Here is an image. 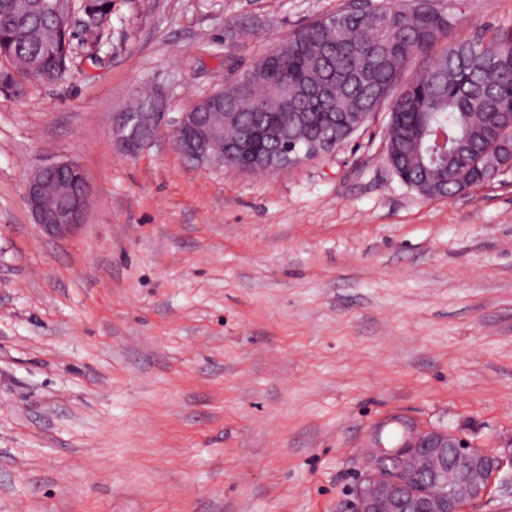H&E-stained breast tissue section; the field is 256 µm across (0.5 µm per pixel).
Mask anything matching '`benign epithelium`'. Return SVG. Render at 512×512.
Masks as SVG:
<instances>
[{
	"mask_svg": "<svg viewBox=\"0 0 512 512\" xmlns=\"http://www.w3.org/2000/svg\"><path fill=\"white\" fill-rule=\"evenodd\" d=\"M165 104L152 99L147 112H116L113 140L122 153L133 157L153 142L162 131ZM172 130L182 135L174 149L186 160L209 167L224 166V158L209 151V146L224 138V129L203 125L197 112H182L172 120ZM334 135L311 140L306 153L319 156L332 149ZM245 168L272 173L296 165L289 151L277 154L254 151L244 160ZM54 196L56 205L46 204ZM90 189L81 167L63 160L36 169L24 186V201L35 223L53 233L66 232L81 224L89 205ZM370 465L375 473L357 489L356 512H419L416 487L401 473L413 475L421 487L440 488L442 492L427 501L426 512H464L465 507L482 500L490 482L502 466L495 453L473 448L459 435L437 429L404 428L396 452L373 453Z\"/></svg>",
	"mask_w": 512,
	"mask_h": 512,
	"instance_id": "obj_1",
	"label": "benign epithelium"
}]
</instances>
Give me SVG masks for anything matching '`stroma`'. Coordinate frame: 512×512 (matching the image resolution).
<instances>
[{"label":"stroma","instance_id":"stroma-1","mask_svg":"<svg viewBox=\"0 0 512 512\" xmlns=\"http://www.w3.org/2000/svg\"><path fill=\"white\" fill-rule=\"evenodd\" d=\"M349 3L112 0L98 61L0 90V512H352L400 417L500 455L466 512H512V170L422 196L383 109L274 174L112 140L142 86L177 118ZM435 3L449 40L512 33V0ZM63 159L91 205L53 236L24 184ZM232 27L230 28L229 34H227L226 37V43L229 49L238 47L239 43L248 36L258 35L259 31L263 30L264 24L259 20L249 19L239 22Z\"/></svg>","mask_w":512,"mask_h":512}]
</instances>
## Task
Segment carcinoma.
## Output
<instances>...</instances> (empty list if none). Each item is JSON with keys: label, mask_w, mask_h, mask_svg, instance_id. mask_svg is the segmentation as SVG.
I'll return each mask as SVG.
<instances>
[{"label": "carcinoma", "mask_w": 512, "mask_h": 512, "mask_svg": "<svg viewBox=\"0 0 512 512\" xmlns=\"http://www.w3.org/2000/svg\"><path fill=\"white\" fill-rule=\"evenodd\" d=\"M40 0H0V50L12 56L20 75L37 63L39 84L63 81L73 59L75 33L64 23L67 8L91 18L93 36L82 43H102L112 15L111 0H60L59 14H47ZM264 24L242 21L229 30V48L259 34ZM448 17L424 0H379L367 10H340L296 30L273 56L259 58L224 85L236 102H206L196 108L219 125L224 113H238L237 124L224 129V141L211 150H242L258 145L254 129L266 122L278 126L276 147L305 154V138L324 127L325 114L336 113V145L355 131L353 113L371 116L389 102L386 158L417 191L451 197L499 176L512 163V34L485 44L444 43ZM426 59L417 78L402 84L406 68ZM13 73V74H15ZM0 71V86L13 81ZM327 85L332 96L325 106L310 96ZM307 113V124L284 117Z\"/></svg>", "instance_id": "cac0c4a2"}]
</instances>
